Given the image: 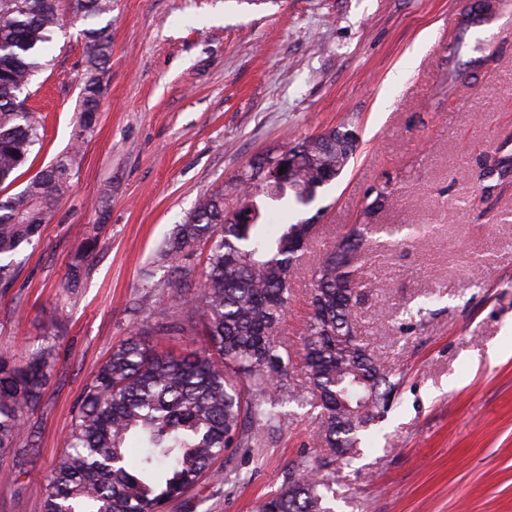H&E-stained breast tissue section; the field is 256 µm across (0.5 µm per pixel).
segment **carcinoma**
<instances>
[{"label": "carcinoma", "mask_w": 512, "mask_h": 512, "mask_svg": "<svg viewBox=\"0 0 512 512\" xmlns=\"http://www.w3.org/2000/svg\"><path fill=\"white\" fill-rule=\"evenodd\" d=\"M112 0H73L72 23L82 21L86 70L79 96V145L94 131L92 117L104 95L112 54ZM60 0H0V185H10L40 141L29 107L30 86L44 68L48 44L62 26ZM293 146L299 165L276 172L280 153L267 154L236 174L223 189L200 197L161 245L158 262L167 291L154 311L168 315L156 337L140 329L112 347L86 384L66 439L44 485V512H165L173 500L214 477V463L234 448H249L281 429L286 403L317 410L319 436L341 463L359 454V433L380 421L399 381L382 368L355 332V310L374 284L357 279L354 260L377 234L373 224H352L326 247L312 276L311 312L303 354L293 361L280 336L298 267L308 246L295 238L302 222L260 232L262 208L288 199L307 207L316 199L312 166L343 171L354 154L336 157V130ZM78 153L41 168L24 187L0 199V288L16 276L14 257L40 236L68 189ZM512 173V154L482 158L479 176ZM95 241L84 242L70 268L77 286ZM205 253L195 290L182 284L188 261ZM202 324L199 346L175 352L170 343L183 321ZM56 344L27 348L24 360L0 357V479L24 473L36 426L28 413L42 401L57 363ZM305 388L294 386L295 373ZM140 453L128 456L130 442ZM322 466L298 468L259 506V512H334Z\"/></svg>", "instance_id": "carcinoma-1"}]
</instances>
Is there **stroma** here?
<instances>
[{
	"label": "stroma",
	"mask_w": 512,
	"mask_h": 512,
	"mask_svg": "<svg viewBox=\"0 0 512 512\" xmlns=\"http://www.w3.org/2000/svg\"><path fill=\"white\" fill-rule=\"evenodd\" d=\"M472 0H112L105 94L80 161L39 242L0 288V355L42 336L60 357L32 416L27 474L0 481V512H43L44 477L77 401L113 345L157 321L145 278L203 194L271 150L347 123L359 138L343 174L298 213L329 242L348 225L377 235L356 265L374 287L357 333L401 378L379 431L347 466L320 443L314 412L233 450L190 498L196 512H258L300 462L336 475L335 512H512V179L487 188L477 163L512 152V28L460 24ZM30 87L45 127L25 178L71 145L84 41L57 30ZM389 184L393 197L377 200ZM98 246L78 288L74 256ZM308 252L282 335L299 357Z\"/></svg>",
	"instance_id": "1"
}]
</instances>
